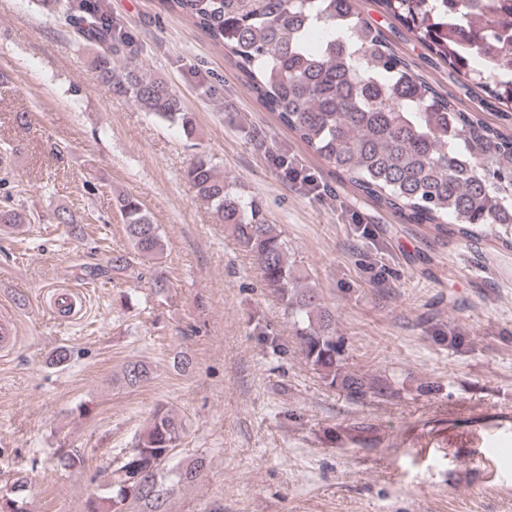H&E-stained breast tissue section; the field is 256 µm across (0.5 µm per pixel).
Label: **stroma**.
I'll return each instance as SVG.
<instances>
[{"mask_svg":"<svg viewBox=\"0 0 512 512\" xmlns=\"http://www.w3.org/2000/svg\"><path fill=\"white\" fill-rule=\"evenodd\" d=\"M110 5L199 134L186 138L180 124L112 95L68 18L0 0V69L13 78L0 89V141L21 146L0 158V197L35 216L0 234V302L19 316L18 344L0 356V491L21 478L31 512H86L110 463L162 405L186 422L176 459L209 460L169 512H512V251L433 242L357 197L191 22L159 0ZM390 39L427 82L455 91L447 65L430 64L407 32ZM20 111L30 126L14 124ZM201 154L262 198L336 313L347 369L389 380L395 397L352 403L306 363L281 300L186 179ZM274 154L312 184L285 179ZM117 190L161 228L164 293L139 263L88 274L131 250ZM62 208L81 217L84 236H68ZM57 289L80 292L76 319L54 318ZM260 323L269 336L256 335ZM431 323L465 344L434 341ZM59 346L71 352L62 367L51 363ZM179 353L187 372L173 366ZM132 359L154 368L138 389L115 382ZM360 422L368 432L352 435ZM61 446L83 465L61 469Z\"/></svg>","mask_w":512,"mask_h":512,"instance_id":"obj_1","label":"stroma"}]
</instances>
